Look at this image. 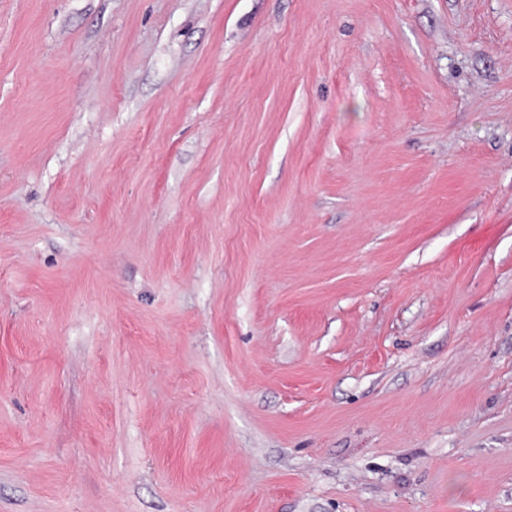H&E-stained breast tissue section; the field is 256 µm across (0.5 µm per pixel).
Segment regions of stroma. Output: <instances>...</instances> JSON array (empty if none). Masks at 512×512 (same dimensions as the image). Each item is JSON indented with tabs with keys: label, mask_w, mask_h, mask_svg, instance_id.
Instances as JSON below:
<instances>
[{
	"label": "stroma",
	"mask_w": 512,
	"mask_h": 512,
	"mask_svg": "<svg viewBox=\"0 0 512 512\" xmlns=\"http://www.w3.org/2000/svg\"><path fill=\"white\" fill-rule=\"evenodd\" d=\"M0 512H512V0H0Z\"/></svg>",
	"instance_id": "stroma-1"
}]
</instances>
